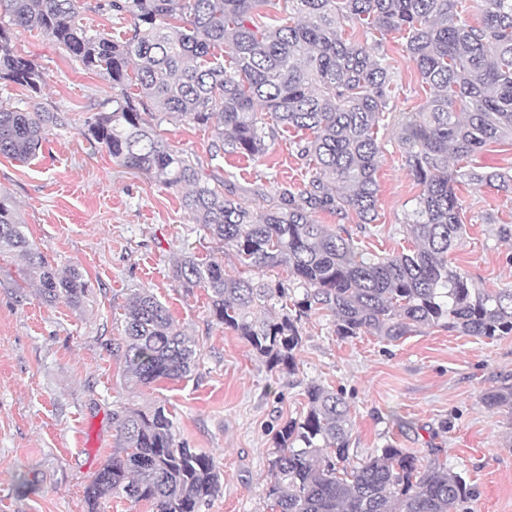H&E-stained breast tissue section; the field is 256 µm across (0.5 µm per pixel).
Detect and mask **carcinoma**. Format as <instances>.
<instances>
[{"label": "carcinoma", "instance_id": "1", "mask_svg": "<svg viewBox=\"0 0 512 512\" xmlns=\"http://www.w3.org/2000/svg\"><path fill=\"white\" fill-rule=\"evenodd\" d=\"M78 0H0L10 24L36 29L87 70L105 75L110 108L85 121L84 137L125 168L167 188L186 187L184 209L218 248L235 251L250 270L285 267L302 297L277 316L269 301L288 298L278 283L225 273L224 264L182 255L172 277L188 294L203 288L212 320L241 336L272 367L295 369L301 319L312 309L334 317L342 338L372 333L398 341L440 326L493 340L512 335V288H479L454 263L466 232L455 185L479 182L512 193V170L462 164L492 142L512 141V0H284L276 26L256 20L276 0H105L96 4L131 19L120 39L75 23ZM402 33L405 50L432 90L400 122L399 148L420 186L404 228L413 248L373 255L358 251L347 229L315 215L361 224L377 220L379 122L388 111L394 72L385 57L343 34ZM28 92L30 107L0 104V155L27 162L44 149L57 113L36 102L44 68L15 51L0 27V81ZM135 85L137 92L128 91ZM175 113L212 126L211 156L266 154L267 125L309 132L298 154L313 162L298 192L276 190L255 210L229 179H213L194 157L170 148L145 110ZM11 201L0 196V253L20 258L47 302L79 307L89 292L76 268L59 270L30 244ZM124 378L134 386L175 381L198 360L195 338L176 329L169 310L147 289L124 305ZM306 411L273 436L266 498L271 512H468L466 480L439 461L386 443L361 460L350 455L352 422L344 397L305 387ZM489 410L512 408V384L486 391ZM116 448L87 486L88 512L112 496L147 502L152 512H201L218 496L221 475L210 457L178 441L171 413L159 403L113 415Z\"/></svg>", "mask_w": 512, "mask_h": 512}]
</instances>
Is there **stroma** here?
Segmentation results:
<instances>
[{
  "mask_svg": "<svg viewBox=\"0 0 512 512\" xmlns=\"http://www.w3.org/2000/svg\"><path fill=\"white\" fill-rule=\"evenodd\" d=\"M13 45L42 65L41 103L60 121L44 151L20 163L0 156V195L20 213L29 239L57 268L77 267L91 292L81 307L47 303L24 279L23 263L0 255V512H87L85 491L112 456L113 413L165 402L179 441L209 455L222 490L202 512H269L266 482L272 437L300 415L309 383L335 389L351 410L358 457L386 443L422 452L439 448L473 496L470 512H512V411L487 410L482 394L512 384V335L489 340L442 327L396 342L364 333L336 336L332 315L309 312L294 370L273 368L234 331L212 322L204 289L185 293L171 276L175 256H218L224 271L246 275L232 250L217 251L192 222L180 191L114 162L83 137L84 122L112 89L39 31L13 28ZM397 87L379 131L378 219L345 225L363 252L408 247L404 217L420 188L398 145L397 115L415 112L428 93L400 34L381 40ZM171 148L205 172L232 175L243 202L267 208L280 185L304 189L310 168L297 153L300 132L278 129L261 161L211 159L212 130L174 115L157 118ZM466 234L454 257L477 285H512V200L495 189L456 188ZM140 289L166 304L177 328L200 349L179 381L131 387L124 380V304Z\"/></svg>",
  "mask_w": 512,
  "mask_h": 512,
  "instance_id": "1",
  "label": "stroma"
}]
</instances>
